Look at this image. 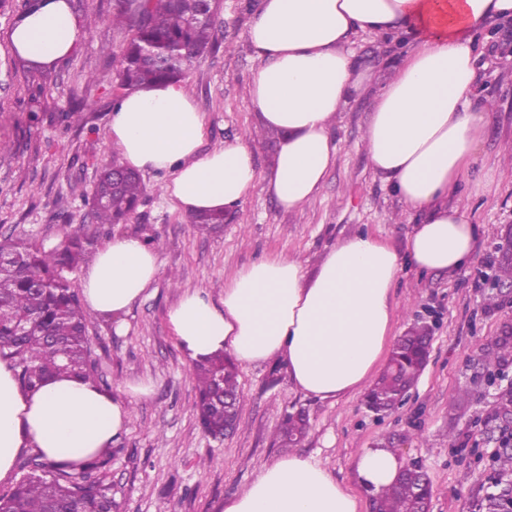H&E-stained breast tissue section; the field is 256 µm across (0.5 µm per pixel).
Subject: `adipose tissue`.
Instances as JSON below:
<instances>
[{
  "label": "adipose tissue",
  "instance_id": "adipose-tissue-1",
  "mask_svg": "<svg viewBox=\"0 0 512 512\" xmlns=\"http://www.w3.org/2000/svg\"><path fill=\"white\" fill-rule=\"evenodd\" d=\"M509 20L512 0H259L247 28L258 62L249 107L278 136L264 171L240 137L201 152L205 117L183 84L126 92L112 113L110 143L129 169L168 174L164 194L183 212L232 214L258 187L294 211L319 194L336 164L332 130L358 88L353 40L373 33L399 47L363 144L372 170L423 216L404 253L359 233L332 247L314 272L295 259L264 257L225 283L221 302L185 293L168 319L190 359L221 350L242 365L279 358L297 390L322 400L370 380L391 337L402 265L453 272L473 254L476 228L448 197L476 161L495 110L479 92L482 48L496 23ZM81 34L68 0H39L10 39L20 58L50 67L76 51ZM159 272L155 249L113 239L81 279L87 311L120 318ZM130 418L129 406L92 381L58 375L26 389L0 360V480L27 448L59 464L99 453ZM356 467L361 485L377 490L393 481L398 460L367 448ZM361 505L314 458L290 455L265 467L224 512H360Z\"/></svg>",
  "mask_w": 512,
  "mask_h": 512
}]
</instances>
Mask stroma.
Listing matches in <instances>:
<instances>
[{"label":"stroma","mask_w":512,"mask_h":512,"mask_svg":"<svg viewBox=\"0 0 512 512\" xmlns=\"http://www.w3.org/2000/svg\"><path fill=\"white\" fill-rule=\"evenodd\" d=\"M115 0H74L73 9L97 23L84 30L78 50L53 67L50 91L40 98L38 120L29 106L33 78L18 63L10 33L17 0L0 7V242L24 236L56 244L71 230L94 236L98 247L115 237L157 239L160 273L124 316V330L104 316L88 318L96 375L115 397L130 403L132 416L118 441L120 452L106 469L115 512H224L258 474L278 459L298 454L318 460L339 484L357 488L356 458L366 448L393 439L402 459L421 465L433 487L430 512H485L491 476L512 482V467L497 469L496 439L486 417L494 408L500 380L489 378L481 348L512 321V306L488 309L496 293L498 243L512 227V23L499 25L486 47L480 89L497 103L470 169L449 205H466L477 227L469 263L454 272H422L404 265L394 289L393 336L412 324L432 337L428 363L401 406L384 414L369 411L363 393L336 401L293 389L287 369L243 365V395L235 433L216 440L199 426L190 378L191 362L175 336L168 311L187 291L213 300L241 268L271 255H284L314 268L343 239L373 235L403 250L417 217L368 162L362 138L373 109L370 85L387 75L386 61L398 53L390 40L355 39L366 86L354 92L333 130L339 142L335 167L321 193L297 211L280 209L254 191L240 212L202 227L165 198V173L141 176L145 193L123 224H96L87 205L98 170L112 158L109 124L112 97L97 75L115 71L127 31L114 27ZM258 0H213L217 47L192 68L184 86L206 123L204 149L225 139L248 138L259 168L273 161L277 136L259 129L247 101L257 62L246 38ZM81 111H73L74 103ZM499 166L488 184L490 166ZM67 197L70 222L57 218L55 200ZM145 384L148 395L134 394ZM301 410L309 430L295 448L281 446L277 429L285 411Z\"/></svg>","instance_id":"stroma-1"}]
</instances>
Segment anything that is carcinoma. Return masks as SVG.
<instances>
[{
  "instance_id": "carcinoma-1",
  "label": "carcinoma",
  "mask_w": 512,
  "mask_h": 512,
  "mask_svg": "<svg viewBox=\"0 0 512 512\" xmlns=\"http://www.w3.org/2000/svg\"><path fill=\"white\" fill-rule=\"evenodd\" d=\"M212 0H116L115 27H128L115 77L110 82L117 103L133 87L181 80L193 63L216 43ZM117 155L98 175L92 209L99 224H122L137 208L144 186L127 170L112 176ZM93 240L82 231L67 234L51 247L36 246L23 237L0 244V359L9 361L18 382L34 389L53 374L66 373L98 382L90 359L88 319L76 285L68 274L92 255ZM499 278L512 279V238L498 245ZM431 336L414 324L398 337L388 363L368 389L365 405L375 412L397 408L414 385L428 358ZM483 362L496 376L512 364V335L499 336L482 348ZM234 362L218 353L193 364L197 398L194 409L203 428L214 437L232 433L242 395ZM512 408V388L499 394V406L487 418L498 425ZM308 427L301 412L285 416L277 438L296 446ZM89 456L62 467L37 453L22 464L23 474L11 491L0 496V512H112V487L106 466L112 455ZM432 494L427 473L412 469L399 482L373 496L374 512H411L419 492Z\"/></svg>"
}]
</instances>
